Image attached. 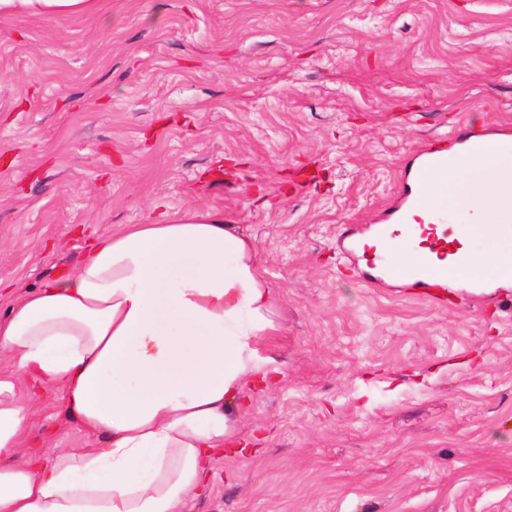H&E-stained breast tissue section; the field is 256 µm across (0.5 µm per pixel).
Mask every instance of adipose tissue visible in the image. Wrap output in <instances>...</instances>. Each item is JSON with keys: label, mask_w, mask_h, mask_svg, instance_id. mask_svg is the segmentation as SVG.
<instances>
[{"label": "adipose tissue", "mask_w": 512, "mask_h": 512, "mask_svg": "<svg viewBox=\"0 0 512 512\" xmlns=\"http://www.w3.org/2000/svg\"><path fill=\"white\" fill-rule=\"evenodd\" d=\"M97 0H0V16L73 17ZM446 206L491 247L471 273L512 274V141L485 139L446 175ZM277 303L255 248L235 224L194 211L93 240L0 318V512H186L260 370L257 346L277 328ZM61 387L65 418L105 436L101 448L47 459L28 436L17 380Z\"/></svg>", "instance_id": "1"}]
</instances>
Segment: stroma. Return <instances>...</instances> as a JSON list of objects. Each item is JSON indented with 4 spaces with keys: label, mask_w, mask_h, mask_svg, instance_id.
<instances>
[{
    "label": "stroma",
    "mask_w": 512,
    "mask_h": 512,
    "mask_svg": "<svg viewBox=\"0 0 512 512\" xmlns=\"http://www.w3.org/2000/svg\"><path fill=\"white\" fill-rule=\"evenodd\" d=\"M100 4L0 17V317L91 239L209 211L254 244L281 375L188 512H512V301L370 282L341 235L422 144L512 129V0ZM18 390L31 438L103 446Z\"/></svg>",
    "instance_id": "35a3bbf8"
}]
</instances>
